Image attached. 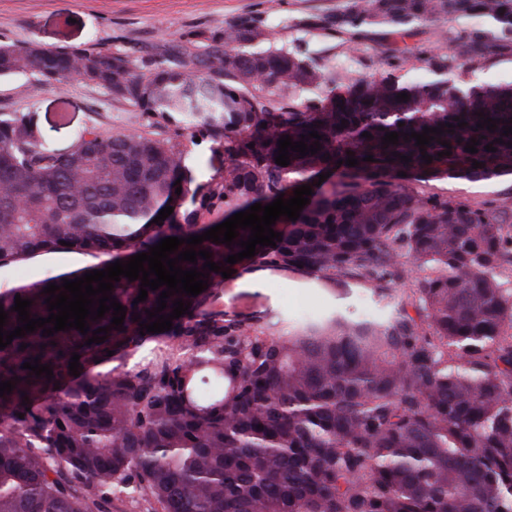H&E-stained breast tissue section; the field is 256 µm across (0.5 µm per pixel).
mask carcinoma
Instances as JSON below:
<instances>
[{
  "mask_svg": "<svg viewBox=\"0 0 512 512\" xmlns=\"http://www.w3.org/2000/svg\"><path fill=\"white\" fill-rule=\"evenodd\" d=\"M450 20L449 51L408 44ZM310 26L347 43L345 63L268 45L253 20L226 24L193 52L170 44L149 69L96 45L0 42V79L31 72L62 84L76 75L151 124H172L177 136L203 131L224 150L216 181L170 137L92 125L60 152L34 113L0 112V268L58 252L95 259L76 275L0 291L5 331L19 325L17 295L32 301L30 317L46 318L52 283L312 188L297 220L272 226L282 234L274 247L231 265L250 230L229 246L193 247L212 252L220 272L200 257L178 263L206 274L208 289L167 299L166 315L174 300L190 303L171 330L140 334L166 286L136 304L141 280L122 276L111 295L126 307L123 330L99 333L105 342L85 345L111 325L110 311L87 320L85 335L38 327L0 349V382L15 385L0 397V512H512V198L424 186L441 173L474 182L512 174L503 130L512 85L475 79L489 60L512 58V0H344ZM372 29L385 35L381 68L355 77L347 63ZM408 64L419 76L405 81ZM489 118L495 130L477 127ZM439 127L422 148L413 138L382 144L389 132ZM284 135L321 150L292 151L282 167ZM472 139L474 154L465 150ZM167 206L172 214L154 223ZM246 263L364 289L384 315L228 314L222 271ZM141 350L147 358L125 368ZM35 358L53 378L22 368ZM118 358L106 371L84 370Z\"/></svg>",
  "mask_w": 512,
  "mask_h": 512,
  "instance_id": "cac0c4a2",
  "label": "carcinoma"
}]
</instances>
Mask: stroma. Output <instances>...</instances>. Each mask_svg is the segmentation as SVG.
Wrapping results in <instances>:
<instances>
[{"instance_id": "obj_1", "label": "stroma", "mask_w": 512, "mask_h": 512, "mask_svg": "<svg viewBox=\"0 0 512 512\" xmlns=\"http://www.w3.org/2000/svg\"><path fill=\"white\" fill-rule=\"evenodd\" d=\"M343 0H0V39L34 41L48 49L97 44L136 53L154 60L165 42L190 44L200 37L222 33L227 23L244 18L271 23L274 45L301 44L333 61L343 54L336 38L307 30L308 17L335 12ZM0 112H32L55 148H69L76 133L97 125L116 132H141L147 121L140 110L113 99L103 90L77 80L63 85L38 82L32 75L0 80ZM433 191L453 197L488 199L512 196V175L487 182L462 178L432 180ZM91 263L90 257L71 253L43 256L22 262L25 279H4L1 287L19 286ZM297 274L279 272L263 288L236 286L224 281V309L244 314L315 315L331 301L328 294L297 287Z\"/></svg>"}]
</instances>
